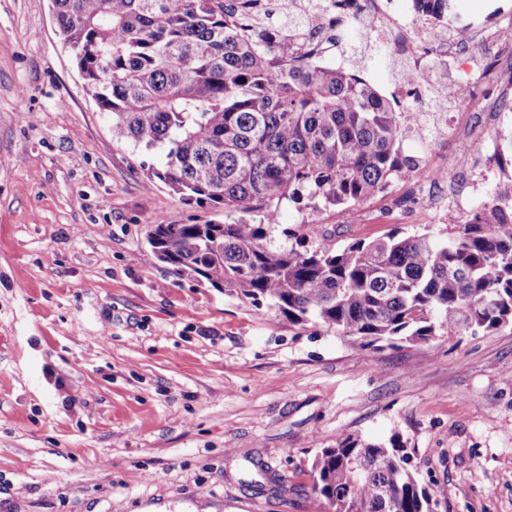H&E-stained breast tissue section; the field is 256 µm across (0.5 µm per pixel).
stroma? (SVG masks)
Listing matches in <instances>:
<instances>
[{
    "label": "stroma",
    "instance_id": "35a3bbf8",
    "mask_svg": "<svg viewBox=\"0 0 512 512\" xmlns=\"http://www.w3.org/2000/svg\"><path fill=\"white\" fill-rule=\"evenodd\" d=\"M458 24L512 25V0H461ZM362 25L336 65L391 95L405 60ZM487 67L464 109L405 140L421 170L340 218L286 202L268 236L336 250L397 229L444 238L512 176L487 129ZM484 135L460 173L457 137ZM158 157L112 138L51 0H0V512H329L318 449L398 436L436 512H512V326L368 351L145 261L146 229L223 223L164 184Z\"/></svg>",
    "mask_w": 512,
    "mask_h": 512
}]
</instances>
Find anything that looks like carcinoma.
Here are the masks:
<instances>
[{"label": "carcinoma", "instance_id": "cac0c4a2", "mask_svg": "<svg viewBox=\"0 0 512 512\" xmlns=\"http://www.w3.org/2000/svg\"><path fill=\"white\" fill-rule=\"evenodd\" d=\"M237 0H52L85 88L112 139L160 152V181L187 205L224 207V224H168L146 235V261L313 324L365 351L512 325V177L455 234L397 232L336 251L275 246L267 224L284 201L345 216L396 176L415 136L368 81L292 56L304 12L271 27ZM451 0H412L442 19ZM311 492L330 512H434L439 500L408 467L397 437L346 436L312 463Z\"/></svg>", "mask_w": 512, "mask_h": 512}]
</instances>
